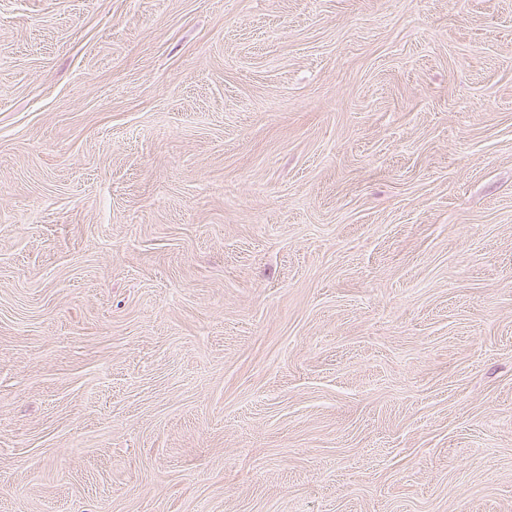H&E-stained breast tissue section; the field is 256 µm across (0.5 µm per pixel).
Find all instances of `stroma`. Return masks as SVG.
I'll use <instances>...</instances> for the list:
<instances>
[{
    "instance_id": "obj_1",
    "label": "stroma",
    "mask_w": 512,
    "mask_h": 512,
    "mask_svg": "<svg viewBox=\"0 0 512 512\" xmlns=\"http://www.w3.org/2000/svg\"><path fill=\"white\" fill-rule=\"evenodd\" d=\"M0 512H512V0H0Z\"/></svg>"
}]
</instances>
